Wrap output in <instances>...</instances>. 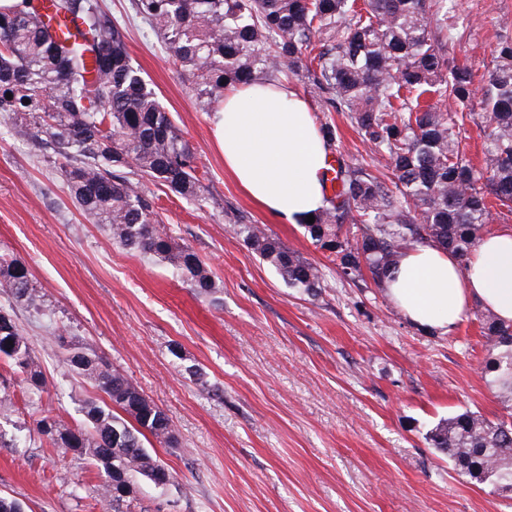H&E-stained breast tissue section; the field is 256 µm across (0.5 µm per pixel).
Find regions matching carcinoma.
<instances>
[{
    "label": "carcinoma",
    "mask_w": 512,
    "mask_h": 512,
    "mask_svg": "<svg viewBox=\"0 0 512 512\" xmlns=\"http://www.w3.org/2000/svg\"><path fill=\"white\" fill-rule=\"evenodd\" d=\"M140 17L173 65L195 78L208 111L224 90L261 77L304 75L333 112H346L389 174L338 160L339 191L303 225L340 274L365 267L381 285L404 251L430 245L466 261L487 232L489 197L512 212V41H500L493 67L475 79L448 60L459 21L448 0H135ZM80 21L76 36L60 22ZM484 84L481 97L474 82ZM11 97H6V94ZM478 103L485 120L482 167L466 160L462 129ZM448 104L441 110L442 104ZM0 115L25 117L34 140L49 138L71 199L112 241L173 270L196 294L219 287L188 245L161 226L143 181L204 201L197 158L172 122L125 35L101 0H17L0 10ZM234 231L296 292L324 288L317 265L258 224ZM0 288L42 310L31 273L19 258L0 260ZM488 357L483 374L502 402L512 401V324L474 311ZM63 362L92 380L104 399L85 401L84 428L46 414L38 433L91 459L104 473L112 512H123L132 478L170 482L144 444L147 435L175 448L168 416L107 357L63 344ZM31 391L46 384L13 318L0 332ZM433 447L461 475L490 479L512 492V422L465 410L431 430Z\"/></svg>",
    "instance_id": "cac0c4a2"
}]
</instances>
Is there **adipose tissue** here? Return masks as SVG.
<instances>
[{"label":"adipose tissue","mask_w":512,"mask_h":512,"mask_svg":"<svg viewBox=\"0 0 512 512\" xmlns=\"http://www.w3.org/2000/svg\"><path fill=\"white\" fill-rule=\"evenodd\" d=\"M213 128L225 169L268 211L301 224L323 207L328 149L307 99L285 85H248L225 96ZM385 288L430 330L451 331L474 302L512 323V230L486 236L464 265L432 246L405 251Z\"/></svg>","instance_id":"ef3b65f1"}]
</instances>
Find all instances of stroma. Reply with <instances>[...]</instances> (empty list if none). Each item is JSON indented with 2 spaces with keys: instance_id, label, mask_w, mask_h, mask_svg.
Instances as JSON below:
<instances>
[{
  "instance_id": "35a3bbf8",
  "label": "stroma",
  "mask_w": 512,
  "mask_h": 512,
  "mask_svg": "<svg viewBox=\"0 0 512 512\" xmlns=\"http://www.w3.org/2000/svg\"><path fill=\"white\" fill-rule=\"evenodd\" d=\"M101 3L196 153L203 203L146 190L220 291L196 296L171 269L113 243L70 199L50 146L0 120V252L27 263L44 305L33 312L0 290V312L23 329L47 377L43 391L25 392L0 356V494L25 512H110L103 473L36 429L46 414L81 422L84 400L98 395L61 363L65 337L105 355L176 429L179 447L147 443L169 485L138 482L124 512H512L511 497L459 476L428 440L458 412L507 414L485 382L473 314L450 333L428 330L385 289L338 274L301 225L261 207L225 170L191 75L169 62L133 0ZM454 9L459 37L449 61L482 74L499 38H512V0H454ZM288 85L336 124V151L372 163L346 113L327 111L303 78ZM241 218L320 267L321 294L288 288L234 233ZM192 365L220 396L189 375Z\"/></svg>"
}]
</instances>
